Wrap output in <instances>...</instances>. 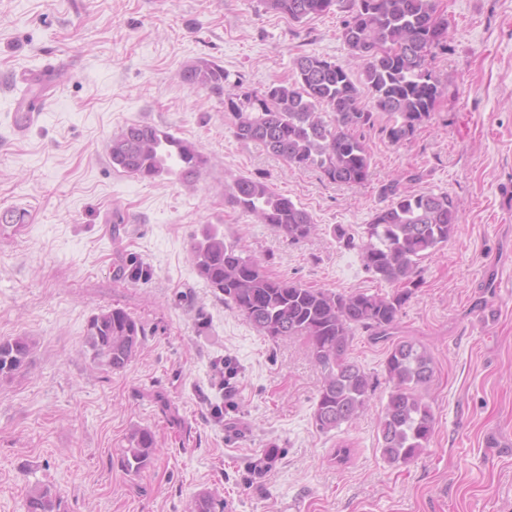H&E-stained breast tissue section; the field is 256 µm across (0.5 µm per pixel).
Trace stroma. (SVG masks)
I'll list each match as a JSON object with an SVG mask.
<instances>
[{
  "instance_id": "1",
  "label": "stroma",
  "mask_w": 512,
  "mask_h": 512,
  "mask_svg": "<svg viewBox=\"0 0 512 512\" xmlns=\"http://www.w3.org/2000/svg\"><path fill=\"white\" fill-rule=\"evenodd\" d=\"M447 52L430 120L393 144L365 130L372 176L362 186L291 168L224 122V105L178 79L189 62L223 65L263 90L316 54L351 73L345 12L297 23L257 0H0V210L28 214L0 230V339L34 340L28 363L0 380V512L54 487L68 512H186L195 493L224 512H512V0H439ZM56 63L51 104L14 130L13 77ZM145 123L201 145L199 178L143 180L116 171L115 132ZM266 177L317 230L291 244L228 202L233 181ZM446 193L461 222L420 264L394 337L424 345V394L435 435L410 464L378 447L390 385L388 345L367 333L349 355L378 381L370 408L329 433L312 422L321 374L304 340L262 336L197 276L191 243L205 225L245 244L272 276L335 292L392 293L364 268L355 241L392 178ZM342 227L339 240L334 227ZM121 307L146 331L136 359L95 366L86 326ZM228 388H220V377ZM152 429L141 474L121 465L130 426ZM348 443L347 463L334 462Z\"/></svg>"
}]
</instances>
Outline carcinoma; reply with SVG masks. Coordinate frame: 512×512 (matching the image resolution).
<instances>
[{
    "label": "carcinoma",
    "mask_w": 512,
    "mask_h": 512,
    "mask_svg": "<svg viewBox=\"0 0 512 512\" xmlns=\"http://www.w3.org/2000/svg\"><path fill=\"white\" fill-rule=\"evenodd\" d=\"M267 10L301 23L338 7L348 13L342 38L352 57L362 62L360 80L342 66L314 54L294 59L292 81L273 83L262 92L225 89L229 74L214 61L199 58L186 64L181 82L224 103V121L235 136L261 144L267 152L297 168H314L332 183L359 186L371 175V157L363 129L374 126L375 113L390 116L383 132L393 144L410 140L417 126L431 118L443 89L430 69L433 50L446 48L448 20L438 13V0H260ZM112 165L131 176L156 179L197 177L207 160L193 142L157 127L131 123L112 136ZM388 203L378 209L361 241L365 269L391 285L415 282L420 261L448 243L460 224L457 204L446 194L410 193L400 180L381 186ZM228 202L258 224L297 243L317 229L312 215L256 177L237 178ZM26 223V214L0 210V227ZM193 262L205 284L259 332L306 339L321 373L312 414L322 433L362 416L376 381L349 357L358 330L374 340L391 338L409 290L379 296L355 290L336 293L306 288L268 275L261 263L243 255V247L206 226L192 245ZM146 336L144 327L121 307L104 309L88 321L85 346L92 361L112 371L131 363ZM34 343L29 336L0 339V379L27 364ZM385 373L392 387L383 405L378 442L393 465H407L431 442L434 415L421 390L434 369L427 348L412 341L391 343ZM121 465L139 474L152 464L155 434L131 427L125 437ZM61 498L49 487L27 494L25 512H63ZM189 512H224V500L203 491Z\"/></svg>",
    "instance_id": "carcinoma-1"
}]
</instances>
